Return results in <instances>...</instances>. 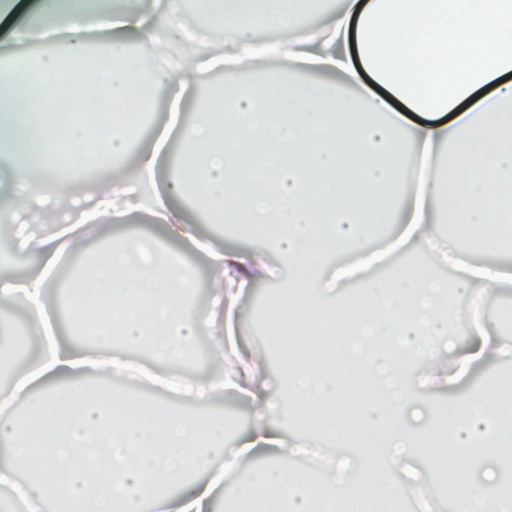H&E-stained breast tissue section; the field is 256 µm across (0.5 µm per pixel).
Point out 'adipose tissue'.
Returning <instances> with one entry per match:
<instances>
[{
  "label": "adipose tissue",
  "instance_id": "obj_1",
  "mask_svg": "<svg viewBox=\"0 0 512 512\" xmlns=\"http://www.w3.org/2000/svg\"><path fill=\"white\" fill-rule=\"evenodd\" d=\"M322 0H199L231 35L210 58L156 67L163 44L176 51L198 35L182 0H36L26 25L0 44V153L13 201L0 222L20 236L35 263L22 278H0V361L22 345L33 352L0 383V512L16 501L33 512H349L353 493L376 483L380 497L426 494L416 456L450 479L451 512H512L503 463L512 457V343L480 308L489 293L512 295V208L496 222L490 203L512 196V0H342L321 25L304 24ZM278 37L282 63L321 77L292 87L227 83L213 91L224 109L197 106L189 122L144 136L141 103L169 88L182 106L196 98L198 72L248 59ZM37 36L55 49L31 64L39 99L77 74L106 89L129 114L53 113L21 99L10 66ZM138 55H130V46ZM66 149L76 169L126 160L107 189L59 180L53 164L26 165L31 143ZM394 201L391 236L401 253L440 250L451 279L419 263L357 276L352 256L375 248L380 201ZM212 224L261 226L265 253L201 238L186 211ZM136 216L165 227L169 240L198 248L214 277L207 313L192 303L193 267L173 264L159 243L115 235ZM467 235H444L440 225ZM81 255L57 328L34 313L53 308L59 271ZM287 283L267 306L271 333L288 335L284 377L270 388L264 365L239 336L238 300L256 281ZM465 295L459 307L451 293ZM359 306L337 372L313 349L323 314ZM108 307L112 317L96 319ZM471 323L456 345L449 322ZM210 339L211 368L197 382L180 369L198 336ZM149 351L167 365L154 393L116 391L111 376L126 352ZM502 365L481 394L455 403L456 425L436 452L437 409L472 369ZM248 398L256 420L228 447L224 421L197 416ZM145 410L141 421L112 413ZM365 422L352 431L350 415Z\"/></svg>",
  "mask_w": 512,
  "mask_h": 512
}]
</instances>
